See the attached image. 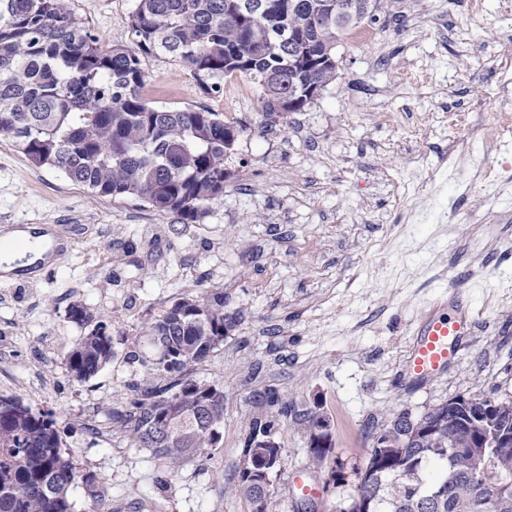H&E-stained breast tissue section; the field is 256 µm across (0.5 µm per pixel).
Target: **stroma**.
<instances>
[{"mask_svg": "<svg viewBox=\"0 0 512 512\" xmlns=\"http://www.w3.org/2000/svg\"><path fill=\"white\" fill-rule=\"evenodd\" d=\"M70 6L103 44L129 43L135 0ZM367 31L339 45L335 83L272 127L251 81L209 97L175 62L146 59L148 101L245 127L234 176L198 224L93 195L0 141V229L47 224L56 244L37 275L0 277V396L53 413L85 477L71 512H250L235 488L257 418L284 448L275 512H340L353 464L394 413L512 397V132H482L512 75V0H388ZM213 290L235 326L190 372L224 391L222 438L173 470L109 413L156 376L144 328ZM456 296L474 310L471 335L443 372L407 377L423 314ZM74 303L112 318L114 356L87 381L66 366L83 334ZM314 411L331 419L321 461ZM299 473L319 497L294 488Z\"/></svg>", "mask_w": 512, "mask_h": 512, "instance_id": "stroma-1", "label": "stroma"}]
</instances>
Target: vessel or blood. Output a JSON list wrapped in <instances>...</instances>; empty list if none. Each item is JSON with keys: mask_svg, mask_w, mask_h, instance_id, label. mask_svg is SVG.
<instances>
[{"mask_svg": "<svg viewBox=\"0 0 512 512\" xmlns=\"http://www.w3.org/2000/svg\"><path fill=\"white\" fill-rule=\"evenodd\" d=\"M470 328L463 309L451 315L437 308L426 311L405 359L406 372L424 379L445 370Z\"/></svg>", "mask_w": 512, "mask_h": 512, "instance_id": "obj_1", "label": "vessel or blood"}]
</instances>
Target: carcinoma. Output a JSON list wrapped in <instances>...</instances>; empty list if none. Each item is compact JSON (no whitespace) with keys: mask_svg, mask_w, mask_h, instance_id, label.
<instances>
[{"mask_svg":"<svg viewBox=\"0 0 512 512\" xmlns=\"http://www.w3.org/2000/svg\"><path fill=\"white\" fill-rule=\"evenodd\" d=\"M321 2L262 0L252 11L236 0H136L132 42L105 46L68 0H0V138L99 197L134 200L195 224L224 195L232 178L226 163L244 127L207 108L151 105L144 60L171 59L211 97L224 92V79L245 77L263 89V117L281 118L279 104L336 81V45L362 24L327 22ZM302 35L317 58L299 59L293 40ZM67 316L85 329L67 353L68 369L87 380L112 359V321L79 303ZM233 327L216 293L181 297L146 328L164 382H144L127 409L111 413L132 447L150 449L171 468L216 447L224 392L189 369ZM466 399L456 409H432L424 434L413 433L404 412L373 433L389 447L370 448L354 467V495L340 512H363L367 502L372 512H512V464L501 465L498 449L473 470L475 435L462 423L486 418L512 431V400ZM271 429L255 420L245 439L236 494L251 512H272L271 494L257 480L268 460L285 462L283 448L268 447ZM80 480L60 451L52 413L0 396V512H70L69 492Z\"/></svg>","mask_w":512,"mask_h":512,"instance_id":"1","label":"carcinoma"}]
</instances>
